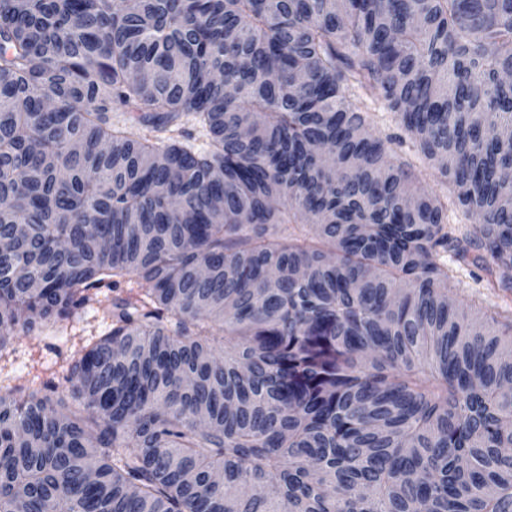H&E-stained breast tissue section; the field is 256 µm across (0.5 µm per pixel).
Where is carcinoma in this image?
Returning a JSON list of instances; mask_svg holds the SVG:
<instances>
[{
    "label": "carcinoma",
    "mask_w": 512,
    "mask_h": 512,
    "mask_svg": "<svg viewBox=\"0 0 512 512\" xmlns=\"http://www.w3.org/2000/svg\"><path fill=\"white\" fill-rule=\"evenodd\" d=\"M507 75L512 0H0V350L146 283L76 410L0 385V512H512V314L438 261L512 290ZM373 113V131L376 135H380L382 138H386L387 135L400 136L403 139V143L394 141L389 144V147L403 159H408L421 166L423 164L419 162L411 151V144L408 134L400 128L395 115L385 109L382 105H371V111ZM443 259H448V265L454 268L455 277L450 281L449 288L452 289L456 303L462 304L463 307H472L483 311H489L493 307H498L499 310L508 307L502 292L487 288L485 282L475 281L472 272L479 274L477 269L472 266H459L458 263L452 262L454 252L451 249L448 248V253H443Z\"/></svg>",
    "instance_id": "obj_1"
}]
</instances>
